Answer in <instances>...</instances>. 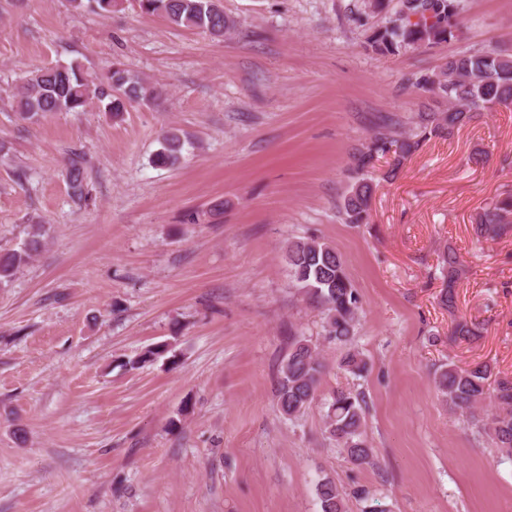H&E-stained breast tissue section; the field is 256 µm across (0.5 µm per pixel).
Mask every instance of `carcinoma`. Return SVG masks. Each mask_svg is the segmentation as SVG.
Instances as JSON below:
<instances>
[{"label":"carcinoma","mask_w":512,"mask_h":512,"mask_svg":"<svg viewBox=\"0 0 512 512\" xmlns=\"http://www.w3.org/2000/svg\"><path fill=\"white\" fill-rule=\"evenodd\" d=\"M71 6L87 13L104 15L112 12L120 0H70ZM142 10L163 17L178 28L201 30L214 37L233 32L236 22L224 14L215 0H140ZM373 12H386V24L368 37L377 52H396L406 48L429 47L456 37L459 0H421L424 13L418 20L400 15L399 5L391 0H366ZM431 11L426 16L425 11ZM445 81L422 76L416 86L442 99L448 108L440 112H420L416 126L392 137L374 134L352 157L349 183L339 203V212L347 224L368 223L377 184L369 175L375 156L393 154L384 179L396 177L403 161L416 152L422 142L442 137L472 121L493 105L512 103V57L495 50L481 53L462 52L448 61L442 70ZM157 96L146 79L114 64L101 77H92L77 66L42 68L28 72L22 79L16 112L22 121L34 122L52 112H79L92 101L106 103L105 110L117 117L134 103H146ZM185 141L178 130L162 134V148L155 163L162 167L180 161ZM72 196L81 199L85 192V169L82 158L74 155L67 170ZM48 228L32 224L28 239L18 250L0 253V281L9 280L17 267L42 244ZM477 236L498 240L512 235V195L498 198L480 214ZM288 266L293 285L323 316V331L343 350L340 366L355 377L367 371V361L353 346L361 302L349 278L342 254L335 246L317 238H300L288 245ZM441 290L439 302L452 309L456 305L457 284L463 270L458 254L446 249L439 254ZM480 324L456 321L450 335L469 341L480 335ZM171 351L168 344L148 347L128 361L131 367L152 363ZM325 371L320 349L306 339L297 340L282 360L277 381V403L281 413L298 418L317 397ZM493 367L477 363L462 368L453 362L441 366L434 383L450 411L465 418L476 433L491 441L503 455L512 457V379L500 378L487 385ZM325 430L336 447L354 464L372 463V448L366 432L365 395L347 389H334L326 399ZM321 512H344V498L336 484L325 480L317 485Z\"/></svg>","instance_id":"carcinoma-1"}]
</instances>
